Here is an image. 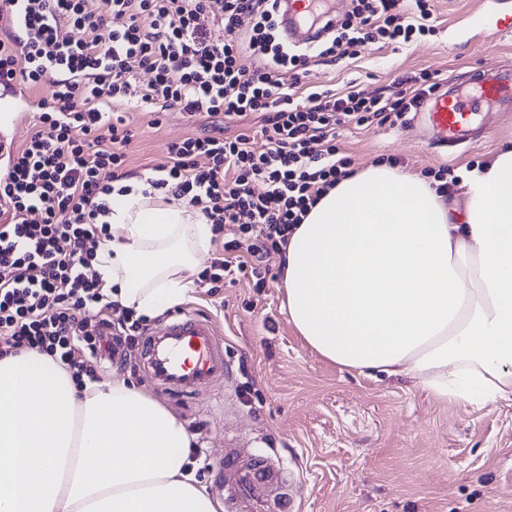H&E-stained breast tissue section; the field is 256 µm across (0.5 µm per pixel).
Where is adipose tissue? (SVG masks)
Masks as SVG:
<instances>
[{
  "label": "adipose tissue",
  "instance_id": "1",
  "mask_svg": "<svg viewBox=\"0 0 512 512\" xmlns=\"http://www.w3.org/2000/svg\"><path fill=\"white\" fill-rule=\"evenodd\" d=\"M462 203L384 163L353 172L288 239L289 319L322 358L440 399L512 396V142L462 176ZM94 268L109 301L185 300L211 226L130 181ZM179 418L124 378L76 387L50 358H0V512H217L184 466Z\"/></svg>",
  "mask_w": 512,
  "mask_h": 512
}]
</instances>
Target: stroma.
<instances>
[{"label": "stroma", "instance_id": "1", "mask_svg": "<svg viewBox=\"0 0 512 512\" xmlns=\"http://www.w3.org/2000/svg\"><path fill=\"white\" fill-rule=\"evenodd\" d=\"M435 35L400 47L374 45L357 59L312 66L291 90H340L348 83L391 94L394 81L426 70L462 82L488 65L512 66V31L491 34L505 13L497 0H431ZM136 139L126 170L132 179L156 176L168 146L199 132L200 119L130 107ZM480 142L448 152L432 140L422 113L395 125L342 129L337 154L351 170L394 162L423 174L443 167L463 173L485 163L512 139V113L479 117ZM265 287L243 278L217 294L192 274L187 306L215 317L224 334L228 374L215 390L175 398L143 375L132 384L171 409L187 429L203 428L202 446L213 466L201 479L208 496L224 474L226 453L252 449L293 479L295 512H512V398L483 406L444 401L415 380L374 373L365 377L314 352L288 320L280 262L272 260Z\"/></svg>", "mask_w": 512, "mask_h": 512}]
</instances>
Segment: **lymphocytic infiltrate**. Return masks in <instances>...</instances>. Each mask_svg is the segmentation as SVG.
Instances as JSON below:
<instances>
[{
    "label": "lymphocytic infiltrate",
    "instance_id": "1",
    "mask_svg": "<svg viewBox=\"0 0 512 512\" xmlns=\"http://www.w3.org/2000/svg\"><path fill=\"white\" fill-rule=\"evenodd\" d=\"M279 3L224 0L214 24L207 0H101L95 15L84 0H0V73L39 96L31 133L0 177V357L48 356L79 386L96 376V334L82 314L104 298L92 260L106 233L98 218L133 138L123 106L263 116L264 150L246 127L231 139L193 135L169 145L167 167L149 182L199 209L220 238L200 273L215 292L240 276L265 287L293 226L351 173L336 154L338 130L397 122L435 90L424 71L396 78L387 98L354 86L299 98L279 78L285 67L308 75L316 58L339 62L434 34L429 0H353L308 54L282 40ZM143 14L151 30L141 29ZM140 70L152 75L147 86L134 81ZM49 71L55 88L39 95ZM256 181L266 186L258 196ZM25 212L38 221L22 220Z\"/></svg>",
    "mask_w": 512,
    "mask_h": 512
}]
</instances>
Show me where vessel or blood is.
<instances>
[{
	"label": "vessel or blood",
	"mask_w": 512,
	"mask_h": 512,
	"mask_svg": "<svg viewBox=\"0 0 512 512\" xmlns=\"http://www.w3.org/2000/svg\"><path fill=\"white\" fill-rule=\"evenodd\" d=\"M316 0H284L279 25L288 40L308 39L314 32L310 19ZM512 111V70L489 66L471 89L442 85L422 105L431 126L444 144L471 145L470 124L481 107ZM35 106L22 99H0V124L11 132L28 120ZM142 350L152 379L176 393H191L223 382L227 373L224 343L216 321L185 309L159 324L145 338ZM224 499L229 512H290L291 497L273 496L279 483L273 469L229 461Z\"/></svg>",
	"instance_id": "obj_1"
}]
</instances>
